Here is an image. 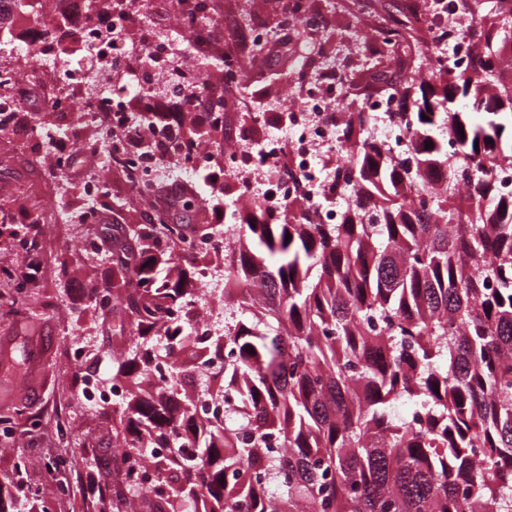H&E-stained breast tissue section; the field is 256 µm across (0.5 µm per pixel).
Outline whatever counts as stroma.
<instances>
[{
    "label": "stroma",
    "instance_id": "stroma-1",
    "mask_svg": "<svg viewBox=\"0 0 512 512\" xmlns=\"http://www.w3.org/2000/svg\"><path fill=\"white\" fill-rule=\"evenodd\" d=\"M224 17L222 27L212 29L211 54L198 58L194 66L212 86L224 83V56L240 60L252 97L240 92L226 94L224 131L201 134L216 157H223L227 146L243 136L259 139L267 129L252 125L255 108L262 103L289 101L302 93L301 85H287L285 76L297 70L306 43L293 36L282 46L284 31L280 20L284 0H213ZM405 0H331L323 15V27L331 32L324 50L337 54L342 44L351 42L353 31L371 37L385 21L400 17ZM261 23L271 32L262 51L249 44L252 23ZM31 127L25 121L0 135V211L22 219L24 206L40 201L53 205L56 190L47 184L39 170L27 161ZM98 171L112 183L114 210L104 220V229L112 225L146 223L155 209L168 206L169 194L154 193L141 200L122 169L115 166L103 148L74 156L70 179L79 181ZM192 193L190 210H176L177 221L209 224L217 206H241L239 191L231 182L212 187L203 175L182 181ZM41 274L35 284L29 312L22 320L0 317V413L22 408L15 433L0 440V474H11L16 460H24V479L29 494L17 491L10 482L0 483V512H40L50 501L53 486L47 478V463L64 460L61 474L70 487V495L59 503L58 512H102L103 506L91 489L92 481L115 484L112 451L116 444L112 410L78 409L73 395L84 375L93 374L103 381L112 379V358L129 339L130 320L119 310L95 306L93 288L112 282V264L108 247L98 244L96 255H87L77 244L70 228L58 216H51L42 239L39 256ZM83 339L85 355L72 363L67 350L75 339Z\"/></svg>",
    "mask_w": 512,
    "mask_h": 512
}]
</instances>
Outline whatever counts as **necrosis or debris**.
<instances>
[{"label": "necrosis or debris", "instance_id": "necrosis-or-debris-1", "mask_svg": "<svg viewBox=\"0 0 512 512\" xmlns=\"http://www.w3.org/2000/svg\"><path fill=\"white\" fill-rule=\"evenodd\" d=\"M153 0H137L136 10H129L127 0H119L100 20L83 21L74 30V50H65L58 43L43 40L40 30L47 17L43 10L31 14L29 30L22 42V53L32 63L33 71H49L55 78L56 95L50 102L51 111L63 116H80L83 124H95L108 118L111 124L138 131L136 144L122 140L108 144V156L119 157L122 164L136 177L140 193L150 192L166 173L168 157L153 150V142L163 136L148 110H134L128 97L136 92L140 101L148 102L162 96L168 99L184 97L187 91H204L200 74L191 66L193 57L204 54L207 46L189 34L188 15L221 25L211 0H181L179 22L165 30L150 27L147 17ZM112 74L121 87L108 92L94 93L89 89L94 74ZM307 91L299 100L290 103L265 104L256 112L257 121H266L269 112H284L285 123L270 129L260 142L243 140L224 153L227 178L250 181V202L266 210H279L294 197H301L317 209L321 223L333 224L342 209L327 205L322 189L337 168L343 167L344 147L336 138V126L327 119L329 105L337 103L338 90L321 79H307ZM379 121L369 129L374 139L387 145L392 154L402 155L407 136L403 126L392 121L397 102L377 97L370 102ZM288 162L296 180L286 178L267 180L254 178L258 166H274ZM80 203L69 209L66 222L81 229L91 210L111 198L112 187L103 174L87 178L78 188ZM224 288V267H207L198 298L191 307L196 313L192 326L194 334L216 336L224 332V311L214 300Z\"/></svg>", "mask_w": 512, "mask_h": 512}]
</instances>
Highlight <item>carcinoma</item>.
<instances>
[{
	"mask_svg": "<svg viewBox=\"0 0 512 512\" xmlns=\"http://www.w3.org/2000/svg\"><path fill=\"white\" fill-rule=\"evenodd\" d=\"M111 6L84 0V15ZM402 14L373 39L397 69L416 63L426 76L403 86L375 69L369 83L412 102L397 113L407 156L365 136L375 116L363 102L336 121L338 140L354 146L324 197L349 192L339 223L296 202L255 209L244 224L225 214L237 225L224 251L229 332L182 331L193 277L159 275L201 225L157 210L112 239L134 336L114 375L131 387L113 409L118 485L139 492V457L170 449L142 498L147 512H512V199L495 198L493 181L512 162L506 40L480 18L466 35L469 64L455 71L409 41L423 26L444 39L427 0ZM193 139L164 148L177 157ZM69 172L67 159L44 170L64 187ZM39 209L1 218L0 231L28 239L46 224ZM188 348L224 359L191 394L180 381ZM216 383L228 413L202 423L197 401ZM398 404L412 415H395ZM272 439L284 454H270Z\"/></svg>",
	"mask_w": 512,
	"mask_h": 512,
	"instance_id": "1",
	"label": "carcinoma"
}]
</instances>
